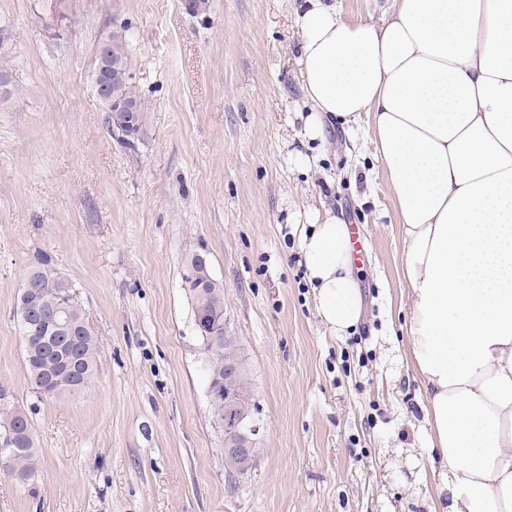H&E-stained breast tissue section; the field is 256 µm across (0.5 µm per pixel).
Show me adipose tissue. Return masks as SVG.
I'll return each instance as SVG.
<instances>
[{"mask_svg": "<svg viewBox=\"0 0 512 512\" xmlns=\"http://www.w3.org/2000/svg\"><path fill=\"white\" fill-rule=\"evenodd\" d=\"M296 24L309 137L372 118L440 461L432 512H512V0H388L370 21L308 0ZM301 243L318 312L344 333L361 314L349 226L325 211Z\"/></svg>", "mask_w": 512, "mask_h": 512, "instance_id": "1", "label": "adipose tissue"}]
</instances>
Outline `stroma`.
<instances>
[{"instance_id": "35a3bbf8", "label": "stroma", "mask_w": 512, "mask_h": 512, "mask_svg": "<svg viewBox=\"0 0 512 512\" xmlns=\"http://www.w3.org/2000/svg\"><path fill=\"white\" fill-rule=\"evenodd\" d=\"M304 0H0V411L32 423L38 472H0V512H431L438 463L407 359L403 241L368 117L321 149L294 51ZM66 29L53 35L57 15ZM125 31L146 121L124 144L93 90ZM358 229L362 318L317 311L300 225ZM206 253L248 367L252 467L224 468L182 282ZM47 256L99 342L86 392L41 400L14 316Z\"/></svg>"}]
</instances>
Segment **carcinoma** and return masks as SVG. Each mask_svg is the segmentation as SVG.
Returning a JSON list of instances; mask_svg holds the SVG:
<instances>
[{
    "label": "carcinoma",
    "instance_id": "obj_1",
    "mask_svg": "<svg viewBox=\"0 0 512 512\" xmlns=\"http://www.w3.org/2000/svg\"><path fill=\"white\" fill-rule=\"evenodd\" d=\"M108 43L105 72L112 111L105 113L109 132L123 130L130 143L142 131L144 109L129 112L123 105L138 104L130 46L126 33L112 31L105 35ZM31 284L41 290L42 310L60 324V333L48 334L30 321L24 311L22 299H17L16 317L21 335L26 337L24 363L31 389L40 399H59L66 395L80 394L92 385L96 375L98 339L80 301H70L75 285L53 267L48 257L40 255L28 270ZM193 306L194 323L202 340L207 386L224 381V361H233L242 370L236 380L237 389L247 393L248 368L237 341L228 347L224 341L213 342L206 330L215 317L224 315V287L211 278L209 267L195 266V276L182 277ZM20 410L0 412V428L11 429L15 436L12 443L0 445V469H6L20 482L33 479L38 469V453L33 427L29 419L18 416Z\"/></svg>",
    "mask_w": 512,
    "mask_h": 512
}]
</instances>
